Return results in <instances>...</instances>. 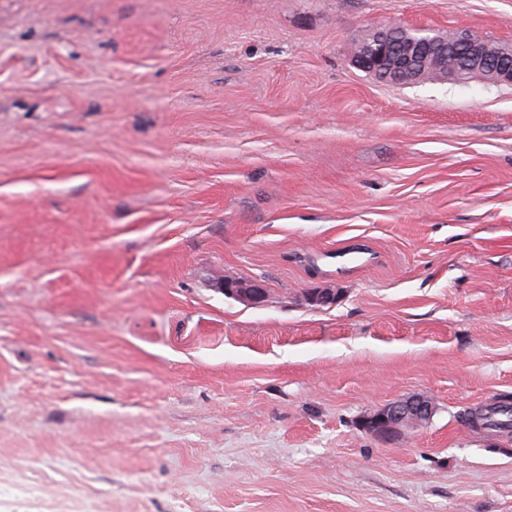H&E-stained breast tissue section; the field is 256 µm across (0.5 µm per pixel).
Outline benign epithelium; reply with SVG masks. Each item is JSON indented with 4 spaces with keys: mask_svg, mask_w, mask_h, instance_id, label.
<instances>
[{
    "mask_svg": "<svg viewBox=\"0 0 512 512\" xmlns=\"http://www.w3.org/2000/svg\"><path fill=\"white\" fill-rule=\"evenodd\" d=\"M463 45L464 60L443 53L435 61V69L442 81L467 82L481 79L495 84H512V43L495 44L468 30L448 37L406 38L395 41L392 27L378 26L358 39L359 51L353 54L356 65L384 81L412 84L426 80L431 46L448 43ZM224 293L259 306L266 300V290L257 281L226 282ZM311 305L332 306L335 293L312 289L306 294ZM436 404L430 397L414 394L389 402L364 416L362 427L375 437L386 439L402 434L405 428L423 427L430 423Z\"/></svg>",
    "mask_w": 512,
    "mask_h": 512,
    "instance_id": "benign-epithelium-1",
    "label": "benign epithelium"
}]
</instances>
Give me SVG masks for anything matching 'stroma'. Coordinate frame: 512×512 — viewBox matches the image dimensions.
Listing matches in <instances>:
<instances>
[{"mask_svg": "<svg viewBox=\"0 0 512 512\" xmlns=\"http://www.w3.org/2000/svg\"><path fill=\"white\" fill-rule=\"evenodd\" d=\"M376 25L512 0H0V512H512V85ZM391 26H378L358 39L359 48L353 54L356 65L381 80L412 84L426 81L431 46L463 45V62L442 53L435 69L441 81L467 82L481 79L495 84H512V43L488 42L472 31L463 30L448 37L394 41ZM511 59V63L510 60ZM224 293L239 298L250 305L260 306L266 300V290L257 281L254 282H225ZM435 412L433 399L423 394H414L386 403L364 416L361 424L373 436L386 439L400 436L404 428L427 425ZM469 420H479L481 425L487 427L498 426H512V404L511 403H498L495 402L491 405L477 407L467 413ZM496 416L505 417V419H498Z\"/></svg>", "mask_w": 512, "mask_h": 512, "instance_id": "1", "label": "stroma"}]
</instances>
